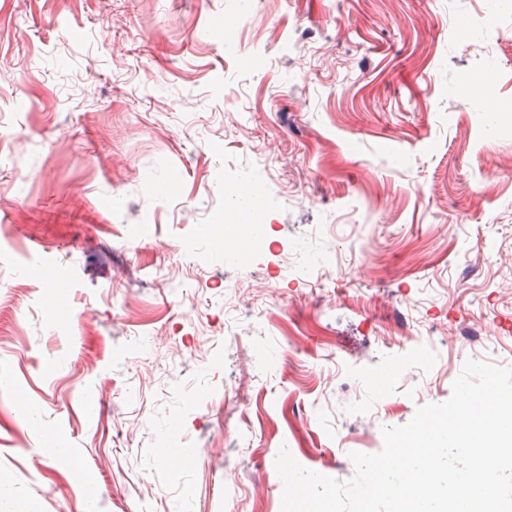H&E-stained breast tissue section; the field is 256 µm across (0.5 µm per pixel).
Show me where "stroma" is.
Here are the masks:
<instances>
[{
	"instance_id": "35a3bbf8",
	"label": "stroma",
	"mask_w": 512,
	"mask_h": 512,
	"mask_svg": "<svg viewBox=\"0 0 512 512\" xmlns=\"http://www.w3.org/2000/svg\"><path fill=\"white\" fill-rule=\"evenodd\" d=\"M1 72L0 282L33 283L0 310V512H281L280 447L350 480L512 348V0H0ZM258 151L266 239L228 267ZM305 233L332 278L290 270ZM418 336L444 362L352 412Z\"/></svg>"
}]
</instances>
